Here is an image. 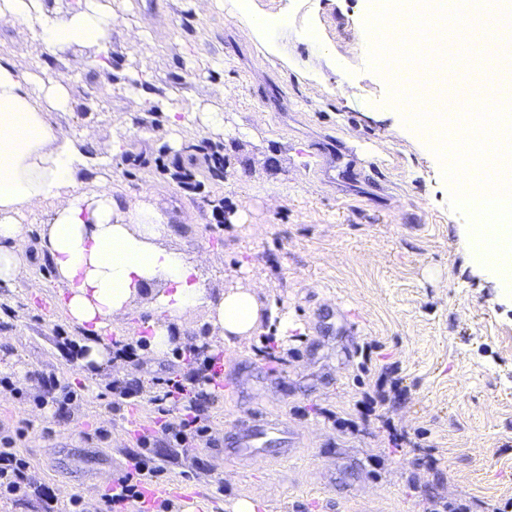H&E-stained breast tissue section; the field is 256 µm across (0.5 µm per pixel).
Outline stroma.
<instances>
[{"instance_id": "1", "label": "stroma", "mask_w": 512, "mask_h": 512, "mask_svg": "<svg viewBox=\"0 0 512 512\" xmlns=\"http://www.w3.org/2000/svg\"><path fill=\"white\" fill-rule=\"evenodd\" d=\"M256 4L287 12V61L264 57L248 28L199 0H112L107 69L90 67L94 48L53 56L33 32L0 28V59L25 72L71 74V107L53 120L74 139L94 129L90 174L107 175L132 201L153 190L176 228L164 247L201 261L212 292L256 288L261 302L301 326L276 348V361L260 355L254 338L222 364L229 386L207 406L211 447H152L165 467L168 512H225L229 499L251 496L263 498L261 512H431L437 501L512 502V288L461 252L468 215L451 208L440 160L392 106L391 78L370 65L361 33L372 0ZM146 9L158 23L129 41L127 25ZM314 19L321 39L301 41ZM327 54L337 69L323 65ZM144 60L148 103L122 89ZM216 82L224 85L223 133L183 129L177 149L158 139L169 98L203 110ZM151 134L157 140L142 159L126 160L117 148L122 140L136 151ZM328 139L354 155L353 173L309 156L311 145ZM218 144L223 176L200 163L195 189L180 188L173 178L180 151ZM33 279L38 288H30ZM63 291L42 257L26 279L0 291V379L14 384L0 387V432L15 436L32 481L49 488L60 512L75 495L84 512H100L152 416L145 400L112 411L113 381L148 387L186 367L175 352L155 355L143 342L133 358L82 364L84 332L59 306ZM385 367L396 369L405 390L360 419L355 404ZM33 370L69 382L77 399L61 404L60 394L30 378ZM331 411L355 428H337ZM262 412L293 423L296 456L281 467L225 460L235 426ZM386 419L423 434L436 469L419 453L391 451Z\"/></svg>"}]
</instances>
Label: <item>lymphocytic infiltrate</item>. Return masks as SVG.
<instances>
[{"label":"lymphocytic infiltrate","mask_w":512,"mask_h":512,"mask_svg":"<svg viewBox=\"0 0 512 512\" xmlns=\"http://www.w3.org/2000/svg\"><path fill=\"white\" fill-rule=\"evenodd\" d=\"M184 354L194 367L181 379L155 378L154 393L149 398L153 407L152 427L137 439L138 454L130 459L125 475L102 496L103 512H121L127 501H145L146 493L164 473V467L148 450L152 441L162 438L185 448L208 444L211 430L205 404L208 389L216 385V357L206 355L201 347L188 344ZM182 407L180 421H170L175 407ZM12 436L0 437V491L15 497H26L33 483L28 462L18 455Z\"/></svg>","instance_id":"f902f5d3"}]
</instances>
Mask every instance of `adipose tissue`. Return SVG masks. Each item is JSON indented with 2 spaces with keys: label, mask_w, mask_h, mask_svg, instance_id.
I'll return each instance as SVG.
<instances>
[{
  "label": "adipose tissue",
  "mask_w": 512,
  "mask_h": 512,
  "mask_svg": "<svg viewBox=\"0 0 512 512\" xmlns=\"http://www.w3.org/2000/svg\"><path fill=\"white\" fill-rule=\"evenodd\" d=\"M224 12L248 25L267 55L281 56L279 32L286 16H268L246 0H224ZM113 23L112 0H74L62 18L46 0H0V25L32 31L52 55L96 47L90 65L98 69L110 62ZM71 83L62 70L23 72L0 61V285L25 276L29 249L37 247L65 286L63 309L88 337V364L104 361V331L125 326L132 300L154 283L159 286L155 316L145 325L153 353L174 347L179 341L174 323L199 307L207 310L226 355L269 328L274 341L283 342L294 327L287 314L261 303L252 288L210 291L199 261L162 246L173 233L164 211L146 199L122 198L103 178L87 179L82 147L92 143L93 129L75 140L51 121L52 113L70 109ZM39 204L49 212L34 244L22 219Z\"/></svg>",
  "instance_id": "1"
}]
</instances>
